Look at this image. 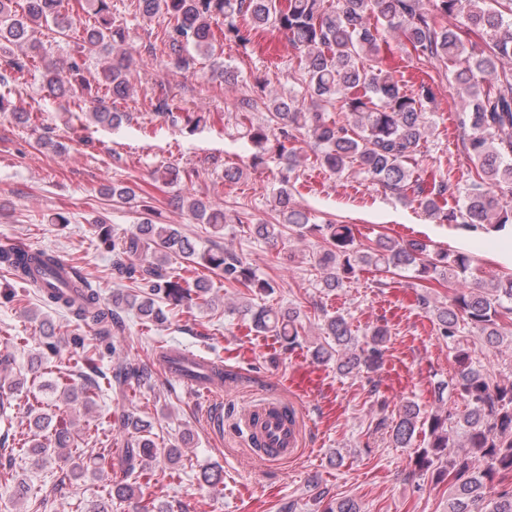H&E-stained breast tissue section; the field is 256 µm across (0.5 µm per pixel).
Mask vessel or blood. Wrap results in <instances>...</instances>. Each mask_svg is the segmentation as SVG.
<instances>
[{"instance_id": "vessel-or-blood-1", "label": "vessel or blood", "mask_w": 512, "mask_h": 512, "mask_svg": "<svg viewBox=\"0 0 512 512\" xmlns=\"http://www.w3.org/2000/svg\"><path fill=\"white\" fill-rule=\"evenodd\" d=\"M210 362L199 355H183L171 362L172 377L189 385L202 387L206 395L222 393L224 383L211 377ZM242 423L260 447L258 461H279L293 458L300 443V411L276 397L244 412Z\"/></svg>"}]
</instances>
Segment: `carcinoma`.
Wrapping results in <instances>:
<instances>
[{
    "instance_id": "obj_1",
    "label": "carcinoma",
    "mask_w": 512,
    "mask_h": 512,
    "mask_svg": "<svg viewBox=\"0 0 512 512\" xmlns=\"http://www.w3.org/2000/svg\"><path fill=\"white\" fill-rule=\"evenodd\" d=\"M93 23L77 25L72 15L60 10V0H0V49L9 44L21 54L9 58L8 71L0 72V112L22 123L30 113L16 112L9 96L33 67L34 54L42 49L41 28L59 35L73 32L81 49L60 61L45 64V87L66 106L81 112L88 109L92 123L118 129L132 119L116 104L131 96L129 73L133 64L130 29L112 20L110 0H94ZM434 12L424 8V0H137L142 18L165 19L158 36L173 65L188 71L196 56L212 59L216 78L226 80L224 62L215 60L216 44L224 39L247 46L270 28L284 34L299 51L298 71L305 84L301 97H269L258 80L237 100L243 121V137L259 151L252 165L265 162L272 152L285 161L275 193L278 218L262 220L248 227L254 239L271 247L284 234L322 240L314 268L322 287L333 291L362 270L393 274L411 270L416 287L426 289L418 297L430 313L439 334L453 345L456 365L452 386L434 388L435 411L424 418L428 443L418 450L415 464L422 471L448 478L451 495L448 512H512V492H494L495 482L512 474V382L502 381L485 371L468 338L475 337L487 351L497 348L512 325V274L496 275L490 282L468 277L473 256L462 250H445L430 241L411 238L394 240L378 237L357 241L349 224H313L308 212L292 200V175L300 164L293 143L298 137L314 156V162L333 174L355 168L364 178L391 192L405 203L441 223L477 227L488 225L512 238V70L498 69V62L512 58V0H433ZM452 17L467 30L481 36L483 45L467 51L458 33L437 26L436 15ZM394 30L398 47L413 51L425 61H440L454 68L455 81L465 106L458 115V127L466 136L465 149L474 164L464 193L463 205L445 208L456 198L458 184L451 176L426 179L420 158L430 127L426 112L433 102L425 82L415 85L405 75H395L380 66L383 51L390 49L386 34ZM104 55L102 83L93 85L84 76L86 52ZM268 111L265 123L255 125L249 114L259 106ZM149 111L173 125L182 124L195 132L206 117L183 112L174 96L164 87L148 97ZM154 179L165 184L192 181L193 168L162 167ZM110 201L138 206L136 190L112 184L106 188ZM179 204L213 232L224 229L232 218L216 203L193 196H182ZM101 245L112 250V278L129 287L112 294V307L99 305V293L82 270L72 267L69 280L62 277L58 257L47 250L23 246L0 249V282L4 296L17 297L15 286L33 289L39 302L57 313L71 316L76 326L93 325L99 337H110L124 328L122 312L131 309L145 323L164 320L161 305L188 308L209 293L208 275L224 279V287L243 288L252 295H271L276 281L264 278L243 255L218 244L199 251L195 240L172 224L152 217L143 218L134 231L122 238L111 236L107 224L95 221ZM150 253L144 263L132 258ZM180 259L192 268H201L193 278L171 271V262ZM448 283L451 295L441 305L431 303L427 290L432 283ZM250 319L254 329L271 333L291 350L299 345L297 313L267 306L255 307L244 301L230 307ZM44 346L55 351L62 338L56 336L49 319L42 320ZM325 342L312 351L319 364L336 362L342 375L377 370L388 342L389 329L375 326L364 342L353 336L342 314L323 319ZM87 372L81 383H69L60 399L67 405H95L94 397L103 388L100 380L115 389L132 384H150L153 372L137 358L125 359L112 367L111 375L96 360L85 357ZM27 378L0 385V415L12 407L14 393ZM453 390L463 409L445 408L447 390ZM29 432L17 447L0 437V457L11 460L16 452L30 454L35 464L56 457L61 470L75 480L92 478L103 483L106 500L93 504L88 512H112L110 501H129L139 491L137 478L154 458L158 447L150 422L134 414L118 420L117 434L122 442V469L112 477L100 461L112 455L109 445L71 451L77 446L71 430L53 423V416L31 405ZM420 407L411 401L402 404L391 426V439L408 448L415 438ZM194 442L186 431L178 444L163 449L166 461L174 465L182 449ZM17 501H33L32 512L46 507L47 492L35 490L24 479L11 486ZM324 512H360L351 498H327Z\"/></svg>"
}]
</instances>
